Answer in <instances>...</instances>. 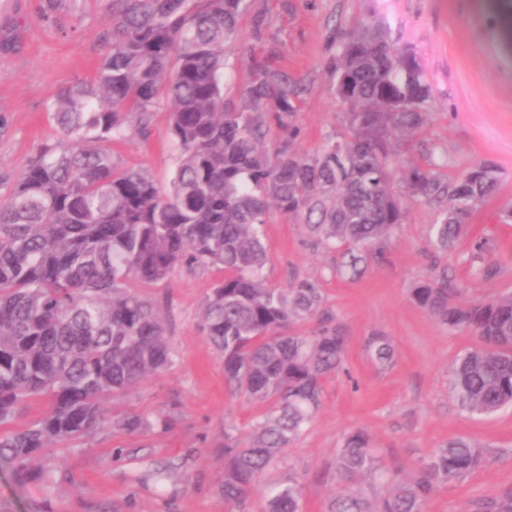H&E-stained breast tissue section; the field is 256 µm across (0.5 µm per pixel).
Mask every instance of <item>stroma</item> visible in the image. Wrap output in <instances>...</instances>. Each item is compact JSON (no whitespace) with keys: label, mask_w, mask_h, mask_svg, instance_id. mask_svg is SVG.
Wrapping results in <instances>:
<instances>
[{"label":"stroma","mask_w":512,"mask_h":512,"mask_svg":"<svg viewBox=\"0 0 512 512\" xmlns=\"http://www.w3.org/2000/svg\"><path fill=\"white\" fill-rule=\"evenodd\" d=\"M109 0H73L47 12L43 0H0V193H7L38 146L53 139L47 105L60 86L91 76L105 51ZM386 25L389 37L415 49L432 88L427 123L401 150V165L430 164L453 181L474 164L495 167V194L475 211L466 239L435 252L429 236L437 209L409 197L407 214L386 256L350 278L336 272V252L318 245L300 220L264 227L270 287L296 278L317 281L325 304L346 337L340 373L323 382L322 406L291 444L276 477H300L304 512H326L331 497L351 491L336 472L345 435L368 433L385 466L409 474L449 439L465 435L483 447L486 462L459 482L434 490L426 512H471L474 503L512 487V408L487 417L459 411L448 391L452 361L476 345L469 332L448 329L410 297L411 288L437 269L460 288L462 300L512 292V0H251L239 37L225 50L224 103L237 104L236 88L253 59L303 89L295 123V151L314 155L342 129L335 79L329 67L339 34L361 20ZM124 164L150 171L167 189L178 150L169 134L166 104L147 132L129 131L115 147ZM492 250L484 274L471 259V240ZM217 273L176 267L148 294L157 304L173 354L172 365L115 398L117 411L168 417L172 426L142 436L105 427L76 447H55L36 465L57 473L51 491L18 486L0 463V502L10 512H225L224 430L246 443L259 413L245 397L224 388V362L204 336L200 316ZM390 337L395 357L379 368L365 350L373 332ZM180 468L166 486L147 481L157 465Z\"/></svg>","instance_id":"stroma-1"}]
</instances>
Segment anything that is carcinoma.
Masks as SVG:
<instances>
[{
	"label": "carcinoma",
	"mask_w": 512,
	"mask_h": 512,
	"mask_svg": "<svg viewBox=\"0 0 512 512\" xmlns=\"http://www.w3.org/2000/svg\"><path fill=\"white\" fill-rule=\"evenodd\" d=\"M248 9L249 0H111L98 69L59 88L47 107L62 138L42 143L0 200V460L18 485L51 490L55 476L29 461L101 426L127 435L168 427L112 413L107 402L172 364L146 289L178 266L213 268L223 275L206 298L202 331L224 358L227 391L261 408L247 445L224 434L226 512H246L258 480L320 410L323 381L343 369L346 350L318 282L266 285L262 227L276 215L303 219L318 243L342 247L337 269L354 278L404 219L395 181L438 207L430 231L442 252L495 190L486 163L455 182L396 166L394 146L426 122L432 91L416 52L376 21L357 23L336 45L330 67L344 132L320 154L293 150L299 89L263 60L239 87L238 105L224 107V47ZM162 101L179 151L167 193L110 147L131 129L147 130ZM272 124L285 136L270 148ZM459 295L445 270L410 291L421 310L478 339L453 361L449 393L460 410L486 417L512 407V294ZM313 319L315 330L296 332ZM366 350L382 368L393 363L382 333ZM33 405L44 409L19 424ZM483 461L481 446L457 437L410 477H391L369 436L354 431L337 452V474L385 489L336 496L328 512H425L438 486ZM302 499L290 476L267 485L261 512H303ZM475 512H512V487Z\"/></svg>",
	"instance_id": "carcinoma-1"
}]
</instances>
